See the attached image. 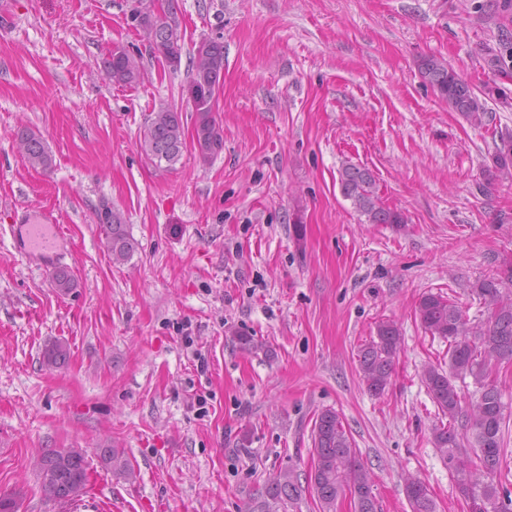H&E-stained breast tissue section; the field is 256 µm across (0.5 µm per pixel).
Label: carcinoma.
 I'll return each mask as SVG.
<instances>
[{
  "label": "carcinoma",
  "mask_w": 512,
  "mask_h": 512,
  "mask_svg": "<svg viewBox=\"0 0 512 512\" xmlns=\"http://www.w3.org/2000/svg\"><path fill=\"white\" fill-rule=\"evenodd\" d=\"M153 0H139V7L130 16L132 26L142 32L163 58L182 57L184 32L178 16L177 0L158 10ZM188 69V101L195 112L194 136L198 161L209 163L224 147V129L216 116V95L224 83V45L206 38L193 51ZM106 78L115 85H131L141 77L140 62L125 49L115 47L103 61ZM418 71L424 80L453 111L475 125L482 124L484 107L474 89L436 56L419 60ZM23 157L34 169L47 170L53 157L45 139L30 128L17 131ZM500 145L492 157L493 168L512 176V134L499 135ZM140 148L157 166L172 167L186 150L185 129L181 112L162 107L151 113ZM342 195L351 200L368 224H391L397 228L406 223L404 215L383 205L376 191L375 178L363 167L347 162L340 170ZM100 227L112 260H127L135 243L126 234L124 219L118 211L104 209L99 215ZM55 288L61 294L75 287L70 271L57 269L52 274ZM512 283V266L475 285L477 295L491 310L484 326L470 325L461 307L441 294L421 296L415 316L433 337L448 341V370L429 365L423 369L422 381L442 420L432 428L435 448L456 478V484L466 506L479 501L483 512H512V492L494 483L509 432L505 407L497 386V362L512 360V296L503 293ZM401 332L392 320L376 325V336L359 350V372L367 390L375 396L385 392L396 358L401 348ZM67 349L59 341L45 346L43 361L55 366L65 360ZM472 378L478 397L463 404L455 380ZM312 466L308 481L320 503L321 512H336V501L348 494L355 512H378L370 472L360 463L339 415L322 411L312 431ZM41 487L45 495L58 502L81 501L88 482L86 454L79 448L44 451L37 462ZM424 482L415 477L405 478L404 490L413 512H435L430 496L421 497L417 489ZM300 492V484L285 470L274 476L265 488L268 501L264 509L275 505L287 508L288 502Z\"/></svg>",
  "instance_id": "obj_1"
}]
</instances>
